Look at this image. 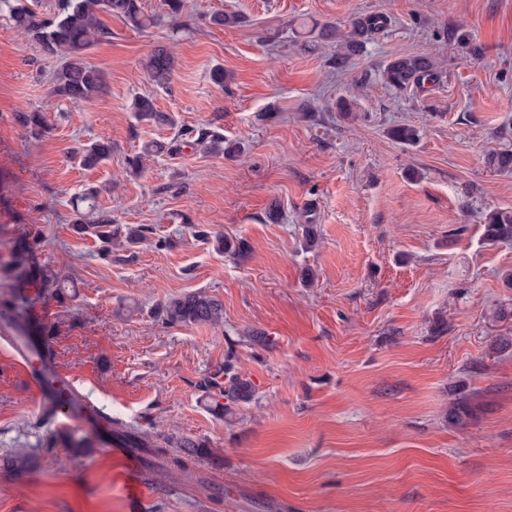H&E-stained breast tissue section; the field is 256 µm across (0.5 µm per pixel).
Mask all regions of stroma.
<instances>
[{"label":"stroma","instance_id":"1","mask_svg":"<svg viewBox=\"0 0 512 512\" xmlns=\"http://www.w3.org/2000/svg\"><path fill=\"white\" fill-rule=\"evenodd\" d=\"M140 3L158 23L105 17L111 38L87 52L103 90L81 104L54 94L57 57L0 13V297L26 298L30 332L50 331L98 408L212 454L189 478L137 472L105 428L43 420L0 321V512H512V241L481 227L512 209V170L486 162L512 149V0H185L180 26L162 0ZM216 10L242 21L207 24ZM375 13L386 27L346 67L335 43L298 47L313 24ZM158 45L176 58L164 87L142 68ZM417 54L439 81L388 87L383 67ZM140 94L171 125L137 120ZM23 112L43 113V130ZM202 123L240 153L152 154L126 175V155ZM398 124L419 141L392 140ZM103 139L111 158L84 168L80 150ZM88 187L113 227L147 224L174 247L102 257L72 229ZM197 222L246 254L216 252ZM22 238L63 292L17 278ZM191 291L223 302V324L156 320ZM230 350L256 393L225 418L199 383ZM459 392L472 408L461 427L445 418Z\"/></svg>","mask_w":512,"mask_h":512}]
</instances>
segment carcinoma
Instances as JSON below:
<instances>
[{"label": "carcinoma", "instance_id": "obj_1", "mask_svg": "<svg viewBox=\"0 0 512 512\" xmlns=\"http://www.w3.org/2000/svg\"><path fill=\"white\" fill-rule=\"evenodd\" d=\"M6 10L15 28L39 42L46 52L61 59V66L55 75L54 92L71 102L92 100L103 89L102 73L86 60V52L95 44L111 37L110 28L101 19V14L116 16L131 26L143 30L156 22V17L144 13L139 0H55L54 12L47 18L38 20L28 0H0V10ZM386 25L382 15L374 14L357 19L352 30L340 40L342 53L336 57L339 65L345 64L363 47L368 37L378 33ZM174 58L165 46L151 50L144 63L148 77L159 85L170 79L174 68ZM385 83L392 89L404 92L421 88L426 83L438 80L431 59L426 55H403L391 60L383 70ZM132 111L141 121L166 125L170 117L156 109L148 96H138L133 100ZM392 139L401 144H410L417 139V130L411 125H396L389 131ZM186 146H196L208 153H225L224 137L205 123L192 131L188 139L175 138L168 144L151 142L145 152L161 154L177 153ZM112 155V144L99 140L87 146L81 154V162L93 168ZM489 166L509 170L512 168V152L494 150L487 156ZM96 191L85 190L73 199V205L86 204L87 212H78L79 218L73 223L79 235H92L101 243V255L112 256V243L119 242L118 233L112 230V217L106 212L96 211ZM197 236L215 239L216 250L233 256H241L246 250L243 241L229 240L223 236H211L205 229L196 228ZM484 239L488 242L512 240V211L493 210L484 217ZM18 254V277L29 281H39L57 289L64 288V280L42 268L28 263L30 244L20 240L15 246ZM157 318L165 325L218 324L224 319V304L218 298L203 292H188L169 300L159 308ZM207 389L218 390L209 409L217 415L230 417L235 407L252 400L255 387L242 375L233 353L224 358V369L205 380ZM467 399H455L448 409V423L459 425L469 415ZM100 420L130 447L142 455L145 465L152 469L157 463L165 464L167 472L189 473L194 461L208 456L210 449L203 440L192 437L162 438L148 441L140 433L127 427L119 419L98 412Z\"/></svg>", "mask_w": 512, "mask_h": 512}]
</instances>
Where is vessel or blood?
Masks as SVG:
<instances>
[{"label":"vessel or blood","mask_w":512,"mask_h":512,"mask_svg":"<svg viewBox=\"0 0 512 512\" xmlns=\"http://www.w3.org/2000/svg\"><path fill=\"white\" fill-rule=\"evenodd\" d=\"M10 346L20 358L24 374L40 401H57L58 415L68 422L88 423L95 419V405L82 393L76 380L59 368L50 348L24 335L12 337Z\"/></svg>","instance_id":"1"}]
</instances>
